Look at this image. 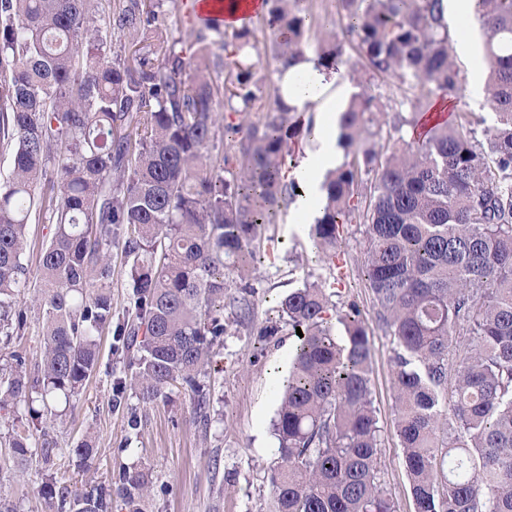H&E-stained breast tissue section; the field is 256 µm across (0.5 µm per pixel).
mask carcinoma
<instances>
[{"label": "carcinoma", "instance_id": "obj_1", "mask_svg": "<svg viewBox=\"0 0 512 512\" xmlns=\"http://www.w3.org/2000/svg\"><path fill=\"white\" fill-rule=\"evenodd\" d=\"M340 4L369 77L430 95L459 89L444 0ZM270 15L281 74L305 53L308 16L300 0H271ZM475 17L487 35L494 124L481 129L484 120L461 112L380 162L362 137L378 99L358 81L339 119L351 160L327 175L323 214L310 227L333 278L344 226L367 224L365 277L392 338L396 433L415 512H512V0H476ZM322 28L318 59L339 71L345 45L329 19ZM211 32L223 35L208 22L187 44L171 39L160 0H0V148L12 158L0 184L7 343L27 323L15 308L27 224L55 225L41 261L43 345L32 364L12 355L1 413L37 397L43 411L32 413L53 414L96 369L106 330L115 347L137 351L134 370L113 381L115 401L131 389L151 402L179 383L208 419L198 378L226 331L224 310L252 320L254 287L242 280L267 256L261 227L296 196L285 157L304 132L239 61L252 29L234 30L223 56L211 51ZM115 34L127 39L120 53L110 49ZM222 106L255 119L224 127ZM363 165L374 171L368 183ZM114 245L130 260L132 285L117 317L107 291ZM327 288L305 279L278 306L303 336L278 392L274 512H395L376 466L366 320ZM461 334L473 342L461 345ZM5 440L17 469L36 447L52 466L50 442L32 431ZM147 484L124 469L113 488L86 493L50 477L39 493L48 512H112L114 495L139 512Z\"/></svg>", "mask_w": 512, "mask_h": 512}]
</instances>
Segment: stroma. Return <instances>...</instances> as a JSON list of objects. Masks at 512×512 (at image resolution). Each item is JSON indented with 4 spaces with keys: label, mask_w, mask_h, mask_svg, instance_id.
<instances>
[{
    "label": "stroma",
    "mask_w": 512,
    "mask_h": 512,
    "mask_svg": "<svg viewBox=\"0 0 512 512\" xmlns=\"http://www.w3.org/2000/svg\"><path fill=\"white\" fill-rule=\"evenodd\" d=\"M250 48L241 53L253 65L257 79L271 87L278 79V62L269 49L272 35L253 17ZM485 36L474 32L471 55H454L460 71V89L450 96L453 110H466L493 124L487 101L474 100L468 86L474 76L485 75ZM371 92L384 106L373 114L369 141L380 155H388L398 138H411L404 125L420 90L401 91L395 79L375 78ZM54 232L52 224L34 220L28 226L23 262L29 270L25 288L17 298L27 314V326L15 342L17 349L36 357L42 340L39 309L42 286L39 266L43 251ZM264 236L279 241L278 257L263 267L254 281V318L238 324L226 319V332L201 382L210 397V417L201 421L192 412L191 398L181 386H172L156 401L142 404L126 392L122 404H114L111 377L121 374L132 352L114 350L109 333L99 338L100 357L96 371L79 395L58 400L59 416L47 425L54 441V466L45 469L33 458L24 471H15L10 448L0 446V499L14 505L16 512H45L38 489L48 476L92 490L117 476L119 469L146 474L149 490L140 501L141 512H273L274 492L269 470L278 445L272 423L277 410L275 391L288 377L295 338L287 324L278 320L276 307L306 275L326 277L327 271L314 260L308 234L296 233L287 211L266 225ZM366 226L346 225L339 256L344 278L334 289L341 299L356 301L367 318L372 344V402L381 430L378 470L381 484L392 498L396 512H414L410 484L400 441L396 435L393 396L392 345L378 321V309L365 283ZM277 326L276 335L259 337L264 326ZM137 427H130V416ZM92 438L97 453L91 467L81 468L73 454L85 438Z\"/></svg>",
    "instance_id": "obj_1"
}]
</instances>
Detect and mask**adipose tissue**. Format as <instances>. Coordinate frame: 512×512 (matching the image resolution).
I'll return each mask as SVG.
<instances>
[{"label": "adipose tissue", "mask_w": 512, "mask_h": 512, "mask_svg": "<svg viewBox=\"0 0 512 512\" xmlns=\"http://www.w3.org/2000/svg\"><path fill=\"white\" fill-rule=\"evenodd\" d=\"M280 87L284 103L293 111L315 115L311 145L293 173L302 190L291 207L292 214L311 224L322 215L324 177L342 162L337 138L326 133L325 125L338 121L337 108L348 100L350 90L336 72L321 67L310 54L286 70Z\"/></svg>", "instance_id": "obj_1"}]
</instances>
